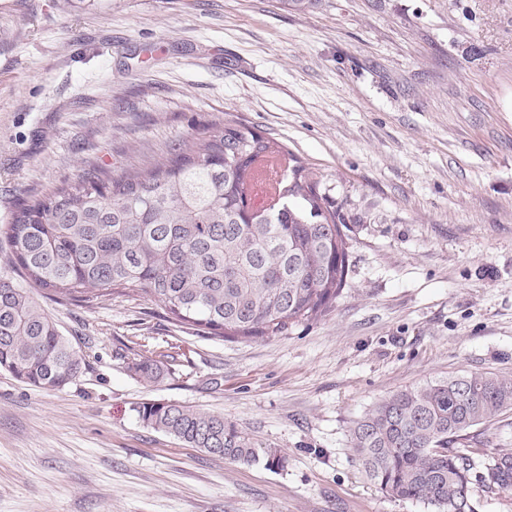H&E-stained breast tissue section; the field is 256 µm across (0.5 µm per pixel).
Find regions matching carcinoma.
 Wrapping results in <instances>:
<instances>
[{
    "mask_svg": "<svg viewBox=\"0 0 512 512\" xmlns=\"http://www.w3.org/2000/svg\"><path fill=\"white\" fill-rule=\"evenodd\" d=\"M288 166L268 207L247 186L256 161ZM346 219L317 174L274 139L243 124L199 131L149 166L102 178L87 172L17 207L0 226L13 264L36 288L71 301L144 295L172 319L228 341L277 336L330 310L349 274ZM157 383L165 370L129 364ZM0 370L40 389L71 383L80 361L30 290L0 278ZM512 410V377L449 376L399 391L350 430L356 460L384 495L436 512H473L472 484L512 490V451L475 470L467 431ZM144 425L209 454L281 467L275 448H255L224 417L176 403L136 408Z\"/></svg>",
    "mask_w": 512,
    "mask_h": 512,
    "instance_id": "1",
    "label": "carcinoma"
}]
</instances>
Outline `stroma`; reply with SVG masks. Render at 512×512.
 I'll return each instance as SVG.
<instances>
[{
    "instance_id": "stroma-1",
    "label": "stroma",
    "mask_w": 512,
    "mask_h": 512,
    "mask_svg": "<svg viewBox=\"0 0 512 512\" xmlns=\"http://www.w3.org/2000/svg\"><path fill=\"white\" fill-rule=\"evenodd\" d=\"M227 119L340 208L342 295L227 341L147 297L34 289L82 369L56 390L0 371V512H432L366 479L354 421L436 378L512 377V0H0V224ZM139 356L164 380L132 374ZM153 401L286 462L188 447L139 420ZM465 445L512 448V411ZM129 369L135 376L149 383H157L165 376L161 363L146 357L134 359L129 364Z\"/></svg>"
}]
</instances>
